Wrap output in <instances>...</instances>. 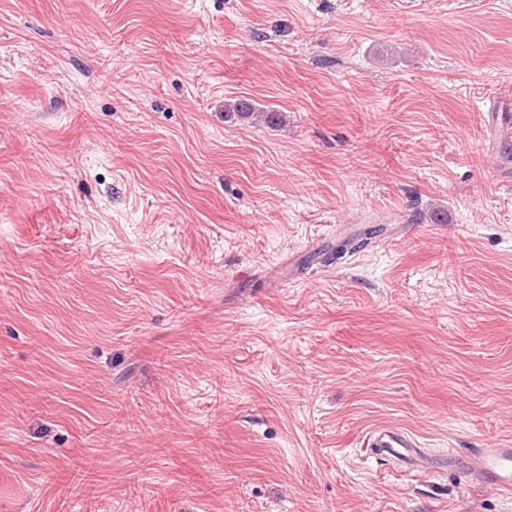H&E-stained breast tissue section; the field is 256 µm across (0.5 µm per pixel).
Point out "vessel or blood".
<instances>
[{
  "instance_id": "1",
  "label": "vessel or blood",
  "mask_w": 512,
  "mask_h": 512,
  "mask_svg": "<svg viewBox=\"0 0 512 512\" xmlns=\"http://www.w3.org/2000/svg\"><path fill=\"white\" fill-rule=\"evenodd\" d=\"M363 445L384 462H399L404 470L421 472L432 467L433 456L407 431L376 428L368 432ZM449 461L467 472L480 486L512 493V439L484 448H466L449 453Z\"/></svg>"
}]
</instances>
